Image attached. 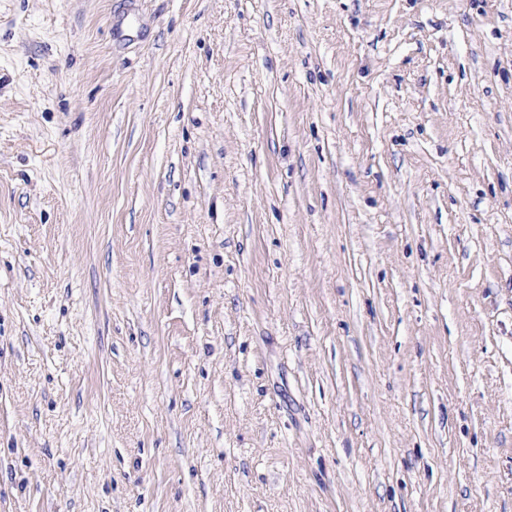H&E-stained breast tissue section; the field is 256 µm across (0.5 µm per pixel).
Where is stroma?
<instances>
[{
  "mask_svg": "<svg viewBox=\"0 0 512 512\" xmlns=\"http://www.w3.org/2000/svg\"><path fill=\"white\" fill-rule=\"evenodd\" d=\"M0 512H512V0H0Z\"/></svg>",
  "mask_w": 512,
  "mask_h": 512,
  "instance_id": "35a3bbf8",
  "label": "stroma"
}]
</instances>
